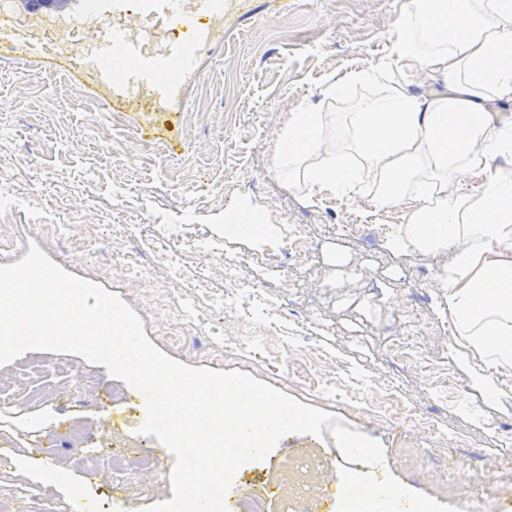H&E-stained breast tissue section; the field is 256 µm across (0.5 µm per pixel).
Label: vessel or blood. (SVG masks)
<instances>
[{
	"label": "vessel or blood",
	"instance_id": "b4317fda",
	"mask_svg": "<svg viewBox=\"0 0 512 512\" xmlns=\"http://www.w3.org/2000/svg\"><path fill=\"white\" fill-rule=\"evenodd\" d=\"M225 9V0H112L111 26L100 27L89 49L57 67L87 75L112 104L165 111L180 102L203 57L223 44ZM0 46L34 52L6 11L0 12Z\"/></svg>",
	"mask_w": 512,
	"mask_h": 512
}]
</instances>
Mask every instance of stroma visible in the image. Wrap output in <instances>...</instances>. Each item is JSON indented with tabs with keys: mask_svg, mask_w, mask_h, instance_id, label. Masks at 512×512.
Instances as JSON below:
<instances>
[{
	"mask_svg": "<svg viewBox=\"0 0 512 512\" xmlns=\"http://www.w3.org/2000/svg\"><path fill=\"white\" fill-rule=\"evenodd\" d=\"M246 2L249 11L226 13L224 45L202 60L176 114H114L89 78L74 81L44 50L30 62L0 51V198L15 204L6 218L13 244L0 253V265L20 261L37 244L65 271L119 294L142 319L150 341L190 304L205 318L211 342L220 344L221 263L243 260L241 275L261 298L240 301V311L274 323L289 348L303 341L332 358L344 379L388 383L396 401L441 429L442 439H424L423 447L441 444L462 459L449 486L412 475L391 422L348 417L345 427L377 439L385 460L363 473L337 463V482L400 485L408 512L425 502L436 512H462L468 474L483 466L496 476L488 490L496 512H512V463L503 462L512 447L502 448L500 438L501 430H512V373L488 374L480 355L445 328L448 306L435 283L448 270L447 251L397 249L387 237H376L380 225L405 223L404 208L376 213L365 195L313 202L305 185L288 186L275 172L279 136L291 113L350 112L374 94V87L357 85L331 100L324 89L352 69L384 62L395 23L413 0ZM254 212L268 226L267 244L227 232L228 224ZM61 221L87 237L83 253L63 256L55 229ZM281 224L305 226L311 248L304 260L275 246ZM119 239L155 266V293H141L113 274L112 247ZM273 269L287 276V287L269 281ZM283 307L284 319L278 315ZM435 318L440 326L424 334L420 354L452 373L456 391L449 397L389 355L412 323ZM41 359L45 391L64 387L77 395L80 377L93 378L112 396L103 419L113 435L144 439L165 470L173 466L155 437H140L147 418L142 402L127 397L125 383L105 366L72 354L45 352ZM67 418L89 427L101 419L78 405L61 415L49 401L0 414V433L16 436L45 426L60 431ZM333 441L327 429L318 437L290 434L273 458L255 462L246 479L284 488L283 497L268 500L267 512H285L286 502L303 496L319 499ZM46 460L18 445L13 471L0 473V491L35 489ZM165 470L156 476L164 497L171 492ZM67 476L52 487L68 502V512H101L112 497L109 470Z\"/></svg>",
	"mask_w": 512,
	"mask_h": 512,
	"instance_id": "35a3bbf8",
	"label": "stroma"
}]
</instances>
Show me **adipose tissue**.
<instances>
[{
  "label": "adipose tissue",
  "mask_w": 512,
  "mask_h": 512,
  "mask_svg": "<svg viewBox=\"0 0 512 512\" xmlns=\"http://www.w3.org/2000/svg\"><path fill=\"white\" fill-rule=\"evenodd\" d=\"M512 0H453L451 18L414 6L401 15L387 71L356 69L326 88L342 97L353 84L382 91L339 117L294 113L276 153V172L307 185L313 200L368 190L375 210L409 205L393 247L446 250L441 279L455 336L486 367L512 369V122L495 117L512 103ZM422 67L439 85L411 93L404 68ZM478 173V186L449 191Z\"/></svg>",
  "instance_id": "1"
}]
</instances>
